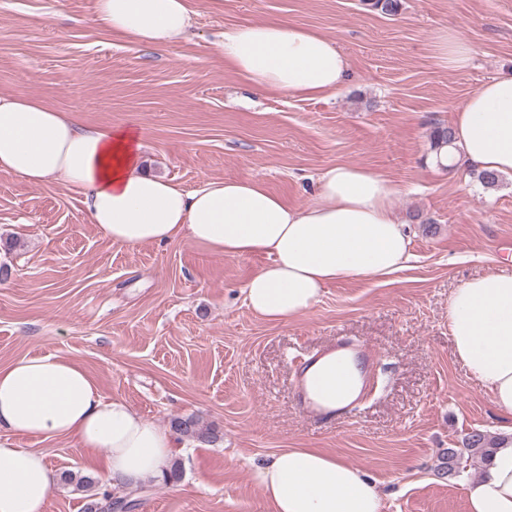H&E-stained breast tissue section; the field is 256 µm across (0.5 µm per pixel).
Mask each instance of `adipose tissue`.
Returning <instances> with one entry per match:
<instances>
[{"mask_svg": "<svg viewBox=\"0 0 512 512\" xmlns=\"http://www.w3.org/2000/svg\"><path fill=\"white\" fill-rule=\"evenodd\" d=\"M194 0H96L91 25L161 47L185 34ZM216 51L260 91L306 98L334 94L349 61L330 39L278 20L224 31ZM475 50L459 32L435 36V62L466 70ZM453 140L438 161L464 159L479 171L512 178V71L484 82L457 109ZM133 126L79 124L41 101L0 95V173L41 186L65 178L91 224L115 244L137 246L185 238L228 256L268 255L246 282L247 306L273 322L312 310L331 283L382 277L411 257L405 224L395 214V185L354 164L317 177L318 200L289 205L258 180H212L186 190L147 172ZM448 331L457 359L512 417V273L473 277L448 299ZM0 512H45L60 474L41 449L15 437L74 440L102 452V471L136 488L160 475L177 435L145 420L125 400L103 397L79 366L46 355L0 369ZM253 481L271 512H383V495L357 467L310 448H289L255 466ZM469 512H512V444L499 449L483 478L468 482Z\"/></svg>", "mask_w": 512, "mask_h": 512, "instance_id": "obj_1", "label": "adipose tissue"}]
</instances>
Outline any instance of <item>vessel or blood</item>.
<instances>
[{
    "instance_id": "1",
    "label": "vessel or blood",
    "mask_w": 512,
    "mask_h": 512,
    "mask_svg": "<svg viewBox=\"0 0 512 512\" xmlns=\"http://www.w3.org/2000/svg\"><path fill=\"white\" fill-rule=\"evenodd\" d=\"M330 356L350 362L358 385L357 391L335 402L324 394L331 382L320 371L321 363ZM377 362L378 355L370 346L343 339L317 350L300 363L293 373L292 388L299 410L320 423H333L348 416L356 410L362 396L361 389L369 381Z\"/></svg>"
}]
</instances>
